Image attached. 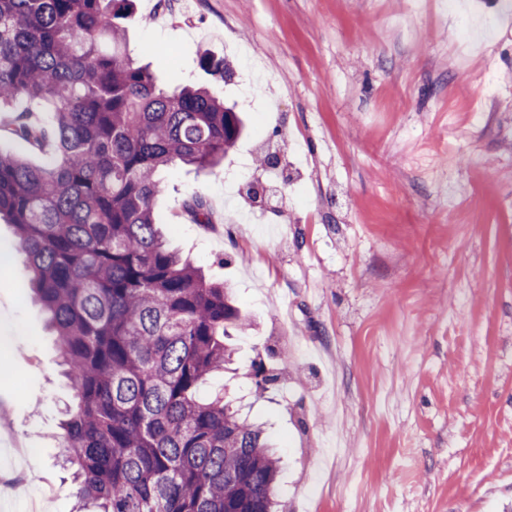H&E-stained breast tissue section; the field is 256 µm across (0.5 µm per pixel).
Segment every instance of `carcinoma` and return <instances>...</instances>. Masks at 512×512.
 Listing matches in <instances>:
<instances>
[{"label": "carcinoma", "mask_w": 512, "mask_h": 512, "mask_svg": "<svg viewBox=\"0 0 512 512\" xmlns=\"http://www.w3.org/2000/svg\"><path fill=\"white\" fill-rule=\"evenodd\" d=\"M132 2L0 0V111L24 96L53 115L49 134L16 121L0 219L75 387L62 456L94 512H272L278 458L263 431L224 395L197 396L245 319L154 222L157 172L212 169L243 119L205 87H161L128 55ZM200 67L232 71L206 54ZM48 136L51 157L31 164ZM185 210L212 223L200 195Z\"/></svg>", "instance_id": "obj_1"}]
</instances>
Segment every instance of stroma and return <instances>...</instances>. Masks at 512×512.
Here are the masks:
<instances>
[{"mask_svg":"<svg viewBox=\"0 0 512 512\" xmlns=\"http://www.w3.org/2000/svg\"><path fill=\"white\" fill-rule=\"evenodd\" d=\"M127 26L160 84L208 87L249 119L213 173L163 171L154 218L248 319L236 373L199 394L228 391L265 426L279 512H512V18L498 0H134ZM259 155L269 195L247 205ZM196 194L211 225L183 210ZM4 253L0 471L72 512L56 435L73 391L0 220ZM259 360L277 376L262 393Z\"/></svg>","mask_w":512,"mask_h":512,"instance_id":"stroma-1","label":"stroma"}]
</instances>
